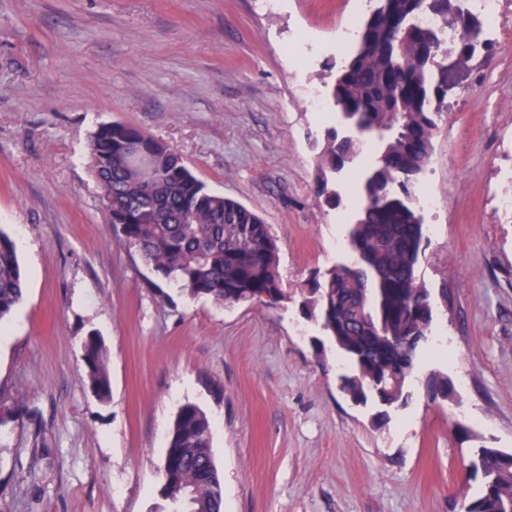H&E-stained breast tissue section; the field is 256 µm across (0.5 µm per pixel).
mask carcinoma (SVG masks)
Returning <instances> with one entry per match:
<instances>
[{
  "instance_id": "1",
  "label": "carcinoma",
  "mask_w": 512,
  "mask_h": 512,
  "mask_svg": "<svg viewBox=\"0 0 512 512\" xmlns=\"http://www.w3.org/2000/svg\"><path fill=\"white\" fill-rule=\"evenodd\" d=\"M344 58L334 99L346 132L328 131L320 159L317 195L336 207L340 196L327 173L357 157L362 138L378 139L379 159L360 183L357 215L349 230L351 264L331 269L303 302L304 314L320 322L344 354L351 374L343 391L357 404H403L417 349L432 318L430 294L417 276L425 227L408 183L430 159L437 117L436 88L447 75L428 60L430 42L441 34L421 22L425 15L451 21L459 31L451 47L471 62L480 42V16L460 10L458 0H375ZM137 143L154 157L156 179L144 182L126 145ZM95 178L110 198V223L122 241L162 280L192 298L218 304L275 302L282 288L277 247L262 219L241 203L208 190L181 157L146 131L124 123L99 126L89 144ZM25 275L15 241L0 230V323L22 300ZM90 385L106 400L111 385L107 353L91 336L84 345ZM427 389L447 400L448 377L433 375ZM161 495L182 512H222L223 493L212 455V424L204 410L179 409L167 438ZM474 472L481 489L466 512H512V453L482 446Z\"/></svg>"
}]
</instances>
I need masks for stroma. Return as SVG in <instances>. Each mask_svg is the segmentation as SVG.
I'll return each mask as SVG.
<instances>
[{
  "label": "stroma",
  "instance_id": "obj_1",
  "mask_svg": "<svg viewBox=\"0 0 512 512\" xmlns=\"http://www.w3.org/2000/svg\"><path fill=\"white\" fill-rule=\"evenodd\" d=\"M368 0H0V230L26 291L0 328V512H162L179 408L213 424L224 512H464L476 450L512 453V46L450 74L417 190L434 304L405 404L382 426L301 302L349 262L347 199L375 156L316 193L342 28ZM324 109L307 111L305 89ZM166 142L208 189L261 217L288 299L222 306L158 280L106 221L97 126ZM97 335L111 395L86 377ZM447 375L453 400H430ZM39 430L41 447L30 433Z\"/></svg>",
  "mask_w": 512,
  "mask_h": 512
}]
</instances>
